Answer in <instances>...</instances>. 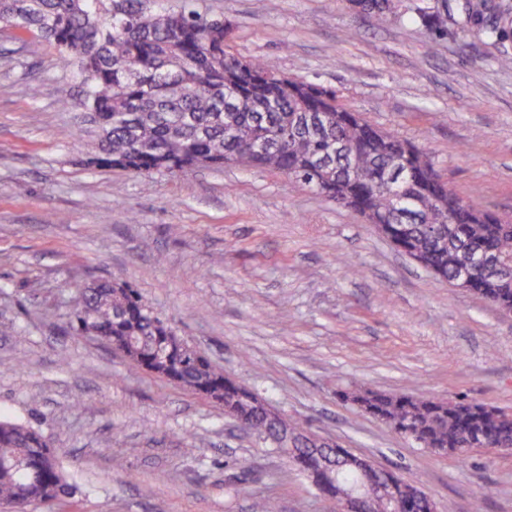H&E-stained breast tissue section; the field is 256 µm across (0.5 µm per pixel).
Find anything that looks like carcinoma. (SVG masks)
I'll return each instance as SVG.
<instances>
[{
  "label": "carcinoma",
  "mask_w": 512,
  "mask_h": 512,
  "mask_svg": "<svg viewBox=\"0 0 512 512\" xmlns=\"http://www.w3.org/2000/svg\"><path fill=\"white\" fill-rule=\"evenodd\" d=\"M183 0L177 12L160 0H0V21L19 34L54 44L74 69L79 106L100 139L90 163L149 177L228 163L276 170L341 207L381 218L382 231L404 254L419 258L441 278L454 277L463 260L477 264L472 291L512 306V268L491 261L512 258V223L482 210L440 182L428 149L388 132L337 101L320 84L274 78V64H242L228 50L219 16ZM373 17L388 22L413 12L442 33L448 10L375 0ZM456 24L500 47L499 62L512 65V0H462ZM77 302L69 328L94 333L122 352L138 370L218 402L244 430L277 447L257 395L224 375L203 353L169 344L173 330L128 285L110 281L68 284ZM341 398L395 433L460 461L475 447L512 448V422L465 398L441 401L374 391ZM336 478L351 486L357 473L342 464ZM26 460L20 467L14 459ZM76 487L58 452L40 430L0 419V504L16 512L40 502L65 503ZM407 512H432L417 487L402 486Z\"/></svg>",
  "instance_id": "1"
}]
</instances>
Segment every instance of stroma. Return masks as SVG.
Segmentation results:
<instances>
[{
  "mask_svg": "<svg viewBox=\"0 0 512 512\" xmlns=\"http://www.w3.org/2000/svg\"><path fill=\"white\" fill-rule=\"evenodd\" d=\"M199 4L223 15L236 55L335 89L426 145L457 194L512 217V67L496 45L454 24L436 36L409 14L383 24L347 0ZM70 75L53 45L0 25V417L41 428L78 488L27 512H254L261 495L275 512H331L223 406L66 332L65 282L101 279L131 283L225 376L320 438L454 512L480 497L483 512H512V455L436 454L339 397L463 395L512 412V316L277 171L88 164L97 130L55 93ZM52 211L67 223H47Z\"/></svg>",
  "mask_w": 512,
  "mask_h": 512,
  "instance_id": "35a3bbf8",
  "label": "stroma"
}]
</instances>
